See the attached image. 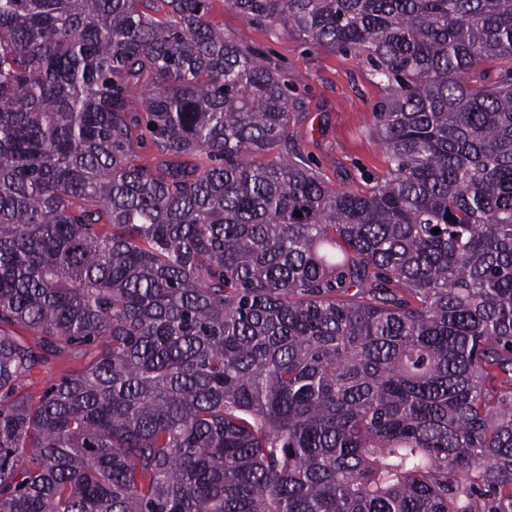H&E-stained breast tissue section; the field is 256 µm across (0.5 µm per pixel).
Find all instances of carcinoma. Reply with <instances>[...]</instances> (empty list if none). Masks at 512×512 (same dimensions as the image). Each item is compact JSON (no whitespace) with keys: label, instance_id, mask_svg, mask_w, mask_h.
<instances>
[{"label":"carcinoma","instance_id":"1","mask_svg":"<svg viewBox=\"0 0 512 512\" xmlns=\"http://www.w3.org/2000/svg\"><path fill=\"white\" fill-rule=\"evenodd\" d=\"M209 2L0 0V512H512V0H230L370 63L363 192Z\"/></svg>","mask_w":512,"mask_h":512}]
</instances>
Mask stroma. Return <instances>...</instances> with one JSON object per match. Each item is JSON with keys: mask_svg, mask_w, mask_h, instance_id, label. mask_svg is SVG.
<instances>
[{"mask_svg": "<svg viewBox=\"0 0 512 512\" xmlns=\"http://www.w3.org/2000/svg\"><path fill=\"white\" fill-rule=\"evenodd\" d=\"M208 19L281 69L296 101L297 146L332 185L364 190L385 173L376 133L385 92L361 55L312 46L283 27L247 19L228 0H211Z\"/></svg>", "mask_w": 512, "mask_h": 512, "instance_id": "stroma-1", "label": "stroma"}]
</instances>
